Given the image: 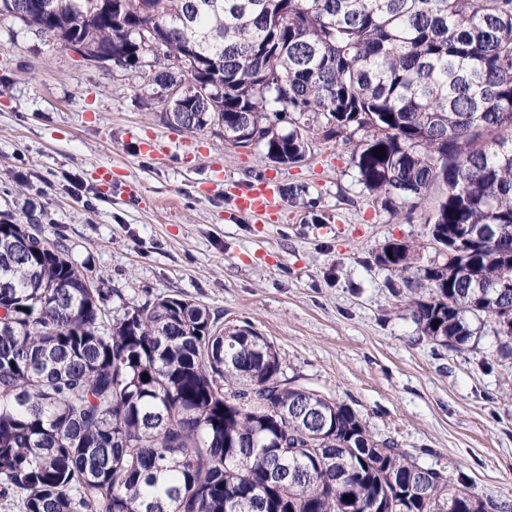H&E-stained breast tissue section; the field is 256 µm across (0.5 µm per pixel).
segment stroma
<instances>
[{
    "label": "stroma",
    "instance_id": "obj_1",
    "mask_svg": "<svg viewBox=\"0 0 512 512\" xmlns=\"http://www.w3.org/2000/svg\"><path fill=\"white\" fill-rule=\"evenodd\" d=\"M165 110L138 73L0 16V220L64 237L124 299L176 294L252 325L288 377L350 405L376 438L512 499V368L489 335L460 350L423 339L411 289L374 260L396 240L420 265L438 259L424 222L437 193L392 210L343 144L311 134L305 159L281 165L222 129L172 127ZM259 179L280 189L268 217L237 207Z\"/></svg>",
    "mask_w": 512,
    "mask_h": 512
}]
</instances>
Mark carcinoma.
Instances as JSON below:
<instances>
[{"mask_svg":"<svg viewBox=\"0 0 512 512\" xmlns=\"http://www.w3.org/2000/svg\"><path fill=\"white\" fill-rule=\"evenodd\" d=\"M0 15L183 85L171 124L290 165L323 118L383 205L442 188L425 223L443 261L387 242L376 262L429 289L412 315L442 348L512 317V251L458 244L469 226L512 236V0H0ZM144 35L162 40L150 61ZM111 297L65 239L0 222L7 512H512L288 378L252 326L176 295Z\"/></svg>","mask_w":512,"mask_h":512,"instance_id":"obj_1","label":"carcinoma"}]
</instances>
